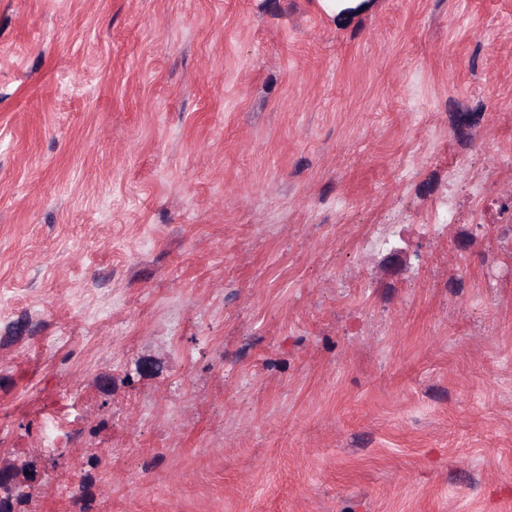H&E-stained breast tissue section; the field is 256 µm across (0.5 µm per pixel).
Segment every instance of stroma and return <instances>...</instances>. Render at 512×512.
I'll list each match as a JSON object with an SVG mask.
<instances>
[{
  "label": "stroma",
  "mask_w": 512,
  "mask_h": 512,
  "mask_svg": "<svg viewBox=\"0 0 512 512\" xmlns=\"http://www.w3.org/2000/svg\"><path fill=\"white\" fill-rule=\"evenodd\" d=\"M0 469L512 512V0H0Z\"/></svg>",
  "instance_id": "35a3bbf8"
}]
</instances>
